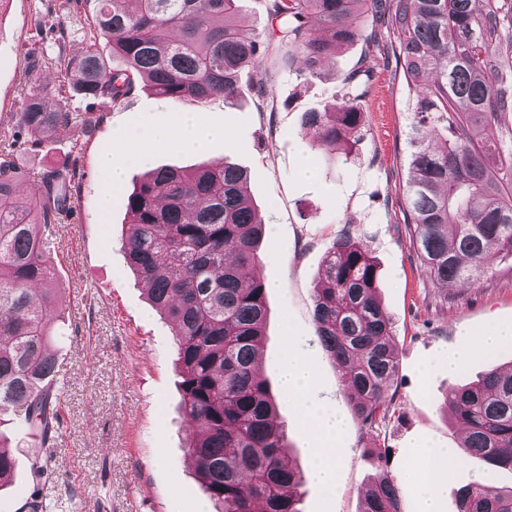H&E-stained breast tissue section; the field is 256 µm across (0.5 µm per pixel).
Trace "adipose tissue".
Segmentation results:
<instances>
[{"mask_svg":"<svg viewBox=\"0 0 512 512\" xmlns=\"http://www.w3.org/2000/svg\"><path fill=\"white\" fill-rule=\"evenodd\" d=\"M222 126L209 123L197 112H181L163 128L154 130L153 141L174 140L194 150L206 149L223 137ZM315 372L309 362L295 351H288L283 364V386L306 418L315 440L311 477L324 488L336 485L337 459L335 444L340 436L336 417L324 413L311 398ZM455 461L452 449L427 446L422 448L404 472L406 480L415 482L420 490L422 512H440V503L447 490L448 477Z\"/></svg>","mask_w":512,"mask_h":512,"instance_id":"ef3b65f1","label":"adipose tissue"}]
</instances>
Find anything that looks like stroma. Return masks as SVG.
Instances as JSON below:
<instances>
[{"instance_id": "1", "label": "stroma", "mask_w": 512, "mask_h": 512, "mask_svg": "<svg viewBox=\"0 0 512 512\" xmlns=\"http://www.w3.org/2000/svg\"><path fill=\"white\" fill-rule=\"evenodd\" d=\"M90 0H8L0 12V138L16 128L31 86H58L63 53L80 47L88 29ZM383 38H366L337 51L318 74L286 64L285 51L262 62L266 94L243 87L237 101L217 96L204 111L226 134L199 153L176 142L149 149L136 137L167 125L182 104L137 89L120 109L110 101L71 97L75 112L93 111V133L73 125L53 135L41 152L16 144L26 187L40 185L47 170L70 164L68 215L45 227L63 300L54 312L52 347L58 356L54 386L62 426L33 455L21 426H5L16 458L10 486L0 488V512H24L39 491L47 512H195L213 505L203 494L187 454L180 378L175 370L171 322L149 302L121 249L127 230V197L141 175L157 167L191 169L224 161L247 169L252 200L265 225L257 274L268 284L264 347L259 368L285 426L290 461L311 465L312 437L283 393L281 360L296 347L316 373L313 396L341 416L344 430L335 488L305 483L301 512H360L377 476L395 479L403 512H419L415 484L400 474L420 448L437 443L458 451L443 512H456L457 492L483 477L512 488V472L493 469L460 453L464 432L445 406L449 386L464 385L490 365L512 360V346L475 354L448 371L450 352L494 325L512 323V269L501 268L472 288L436 284L420 267L404 231L403 186L407 102L400 78L384 65ZM374 66L361 101L364 137L350 161L331 150L314 152L306 113L324 111L344 91L343 74L360 60ZM128 142L136 160L126 165L101 207L103 174L98 156L114 142ZM310 163L313 178L300 172ZM353 231L379 266L378 294L396 331L398 372L387 417L365 427L329 355L316 338L312 289L333 242ZM50 479L35 475V465Z\"/></svg>"}]
</instances>
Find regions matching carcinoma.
<instances>
[{"label":"carcinoma","mask_w":512,"mask_h":512,"mask_svg":"<svg viewBox=\"0 0 512 512\" xmlns=\"http://www.w3.org/2000/svg\"><path fill=\"white\" fill-rule=\"evenodd\" d=\"M95 2L89 34L65 72L71 90L114 108L141 85L198 112L215 95L237 98L242 71L257 70L274 45L300 54L313 74L336 48L383 22L387 56L407 90L404 227L420 267L433 282L471 287L512 263V193L487 161L492 149L512 155L499 130L502 113L512 111V0H268L265 42L241 34L236 0ZM102 39L123 67L110 68ZM372 73L361 62L343 75L346 91L332 111L307 113L312 150L337 146L349 158L363 136L360 103ZM67 93L29 91L20 122L31 147L74 124L96 127L95 113L70 110ZM12 156L11 145L0 147V423L15 416L36 449L61 424L50 315L59 294L41 226L59 221L73 174L50 170L41 192L26 194ZM248 181L229 164L151 172L128 195L123 249L153 306L174 324L181 407L194 429L188 449L215 512H300L301 479L283 464L285 437L256 374L266 285L254 274L263 224ZM376 277L374 258L348 231L328 250L313 288L318 340L368 427L387 415L398 369ZM446 402L465 429L463 452L512 471V363L450 388ZM15 469L0 434V487ZM362 512H402L397 485L375 482ZM457 512H512V489L488 478L469 484Z\"/></svg>","instance_id":"carcinoma-1"}]
</instances>
